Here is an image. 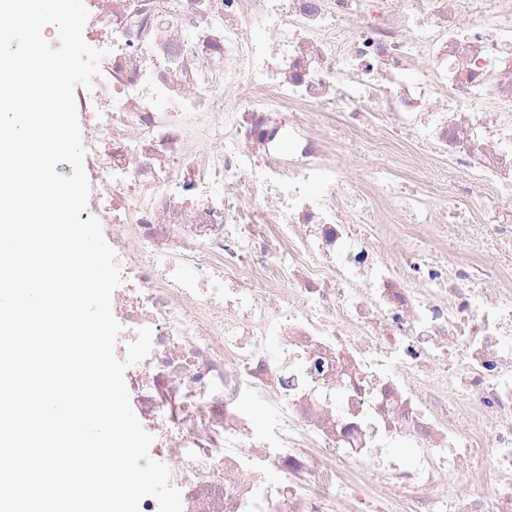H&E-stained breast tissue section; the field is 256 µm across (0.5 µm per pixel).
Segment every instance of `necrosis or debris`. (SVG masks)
<instances>
[{
  "mask_svg": "<svg viewBox=\"0 0 512 512\" xmlns=\"http://www.w3.org/2000/svg\"><path fill=\"white\" fill-rule=\"evenodd\" d=\"M85 5L89 211L183 512H512V0Z\"/></svg>",
  "mask_w": 512,
  "mask_h": 512,
  "instance_id": "necrosis-or-debris-1",
  "label": "necrosis or debris"
}]
</instances>
